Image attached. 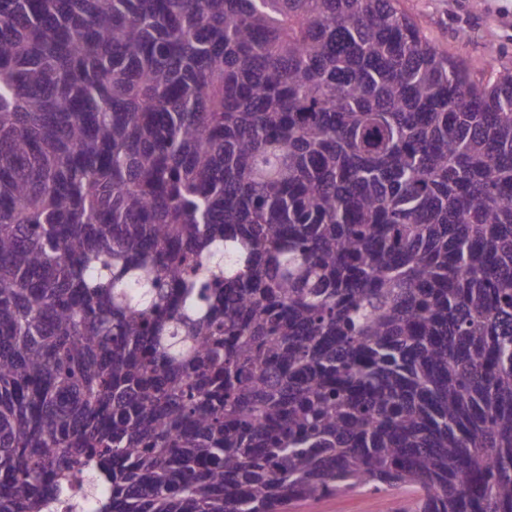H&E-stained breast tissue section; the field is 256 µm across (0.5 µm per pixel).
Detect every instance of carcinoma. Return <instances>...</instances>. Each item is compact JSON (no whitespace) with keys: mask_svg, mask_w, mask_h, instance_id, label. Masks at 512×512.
Returning a JSON list of instances; mask_svg holds the SVG:
<instances>
[{"mask_svg":"<svg viewBox=\"0 0 512 512\" xmlns=\"http://www.w3.org/2000/svg\"><path fill=\"white\" fill-rule=\"evenodd\" d=\"M512 512V67L399 0H0V512ZM100 490H93L83 481H74L67 495L66 504L62 510L71 512H96ZM72 506L71 509L66 507ZM399 496H377L373 493L338 494L320 500L308 501L291 512H398Z\"/></svg>","mask_w":512,"mask_h":512,"instance_id":"1","label":"carcinoma"}]
</instances>
